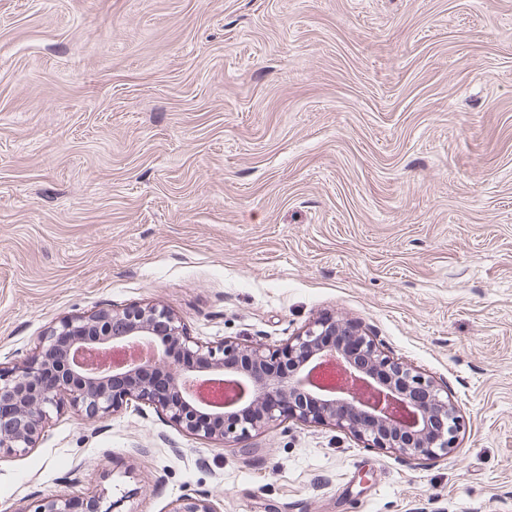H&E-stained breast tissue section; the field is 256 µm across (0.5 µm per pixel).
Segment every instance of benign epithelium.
<instances>
[{"instance_id": "1", "label": "benign epithelium", "mask_w": 512, "mask_h": 512, "mask_svg": "<svg viewBox=\"0 0 512 512\" xmlns=\"http://www.w3.org/2000/svg\"><path fill=\"white\" fill-rule=\"evenodd\" d=\"M180 346L169 358L155 346L156 360L139 365L96 363L94 353L153 340L158 330ZM154 370L167 379L155 388L144 377ZM236 384L233 406L198 402L194 384ZM144 400L186 432L205 439L240 440L278 420L332 423L371 448L413 459L458 451L460 415L433 380L395 361L357 327L320 317L281 347H217L191 340L164 307L120 312L101 309L63 319L43 337L27 364L0 369V449L31 448L52 409L72 405L91 418ZM74 498L46 497L35 512H78ZM172 512H218L207 497L186 496Z\"/></svg>"}]
</instances>
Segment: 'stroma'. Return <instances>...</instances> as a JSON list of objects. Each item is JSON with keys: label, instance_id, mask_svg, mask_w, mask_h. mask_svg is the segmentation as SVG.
I'll return each instance as SVG.
<instances>
[{"label": "stroma", "instance_id": "1", "mask_svg": "<svg viewBox=\"0 0 512 512\" xmlns=\"http://www.w3.org/2000/svg\"><path fill=\"white\" fill-rule=\"evenodd\" d=\"M146 304L205 346L358 323L459 451L66 406L0 451V512H512V0H0V367Z\"/></svg>", "mask_w": 512, "mask_h": 512}]
</instances>
